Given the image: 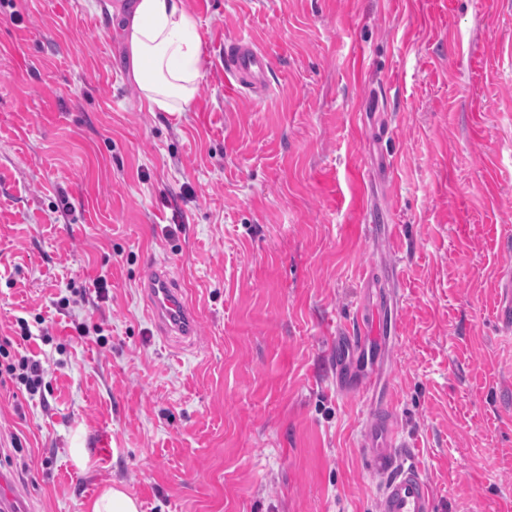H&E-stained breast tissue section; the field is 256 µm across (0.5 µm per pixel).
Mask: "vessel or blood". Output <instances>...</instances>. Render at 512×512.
<instances>
[{"mask_svg":"<svg viewBox=\"0 0 512 512\" xmlns=\"http://www.w3.org/2000/svg\"><path fill=\"white\" fill-rule=\"evenodd\" d=\"M271 62L268 54L253 40L240 36L224 43V72L234 82L237 95L264 97L270 89ZM501 305L498 320L502 327L512 326V269L500 275ZM150 318L162 336L193 342L198 315L179 283L169 271L152 267L144 284ZM385 323L378 310L363 309L344 329L336 347V375L344 377L349 355L361 354L370 340L385 333ZM362 445L374 472L385 478L379 512H434L435 495L421 467L399 461L397 450L403 442L395 425L393 403L374 409L363 433Z\"/></svg>","mask_w":512,"mask_h":512,"instance_id":"vessel-or-blood-1","label":"vessel or blood"}]
</instances>
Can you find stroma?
Segmentation results:
<instances>
[{
  "label": "stroma",
  "instance_id": "1",
  "mask_svg": "<svg viewBox=\"0 0 512 512\" xmlns=\"http://www.w3.org/2000/svg\"><path fill=\"white\" fill-rule=\"evenodd\" d=\"M131 3L0 0V345L45 370L35 396L0 384L22 512L112 486L140 512H378L361 441L384 397L436 512H512V0H185L203 77L182 112L127 76ZM240 34L271 58L264 98L224 92ZM154 263L196 346L151 322ZM370 266L399 274V329L351 362L371 390L343 391L328 351ZM501 305L498 320L502 327H511L512 322V269H505L500 275Z\"/></svg>",
  "mask_w": 512,
  "mask_h": 512
}]
</instances>
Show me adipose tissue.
<instances>
[{
	"label": "adipose tissue",
	"mask_w": 512,
	"mask_h": 512,
	"mask_svg": "<svg viewBox=\"0 0 512 512\" xmlns=\"http://www.w3.org/2000/svg\"><path fill=\"white\" fill-rule=\"evenodd\" d=\"M119 27L129 75L152 112H180L202 76L196 24L183 0H134Z\"/></svg>",
	"instance_id": "adipose-tissue-1"
}]
</instances>
